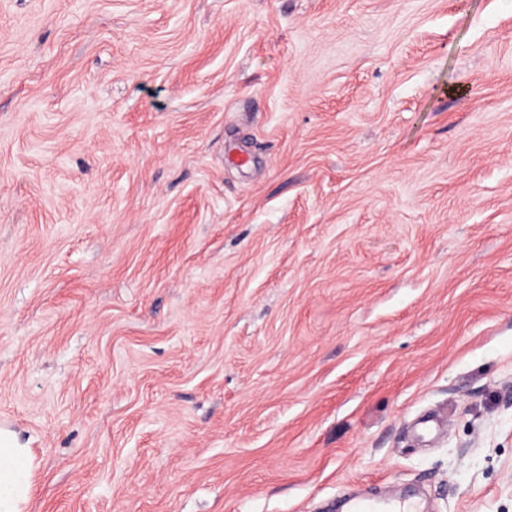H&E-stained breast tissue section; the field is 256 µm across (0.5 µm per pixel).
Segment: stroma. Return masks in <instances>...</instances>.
Wrapping results in <instances>:
<instances>
[{"instance_id":"1","label":"stroma","mask_w":512,"mask_h":512,"mask_svg":"<svg viewBox=\"0 0 512 512\" xmlns=\"http://www.w3.org/2000/svg\"><path fill=\"white\" fill-rule=\"evenodd\" d=\"M0 421L28 512H512V0H0Z\"/></svg>"}]
</instances>
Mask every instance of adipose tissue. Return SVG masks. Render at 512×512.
<instances>
[{
    "label": "adipose tissue",
    "instance_id": "ef3b65f1",
    "mask_svg": "<svg viewBox=\"0 0 512 512\" xmlns=\"http://www.w3.org/2000/svg\"><path fill=\"white\" fill-rule=\"evenodd\" d=\"M34 456L12 429L0 427V512H25L34 477Z\"/></svg>",
    "mask_w": 512,
    "mask_h": 512
}]
</instances>
